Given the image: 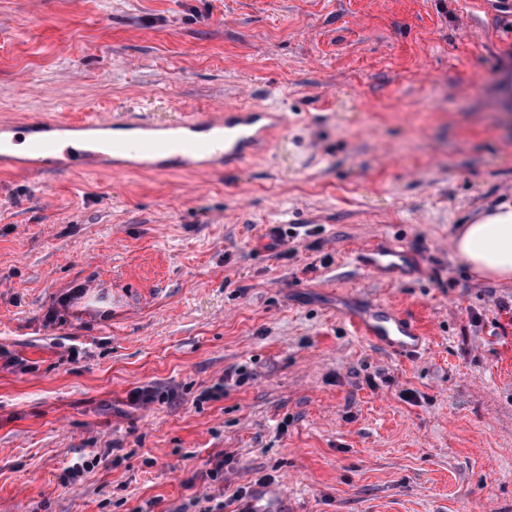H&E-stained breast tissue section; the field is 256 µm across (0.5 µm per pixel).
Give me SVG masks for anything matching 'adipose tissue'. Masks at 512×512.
Instances as JSON below:
<instances>
[{
  "instance_id": "adipose-tissue-1",
  "label": "adipose tissue",
  "mask_w": 512,
  "mask_h": 512,
  "mask_svg": "<svg viewBox=\"0 0 512 512\" xmlns=\"http://www.w3.org/2000/svg\"><path fill=\"white\" fill-rule=\"evenodd\" d=\"M455 256L480 278L512 280V205L473 224L461 225L452 240Z\"/></svg>"
}]
</instances>
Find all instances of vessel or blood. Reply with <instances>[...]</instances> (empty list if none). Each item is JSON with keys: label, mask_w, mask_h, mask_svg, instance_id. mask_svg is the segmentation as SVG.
<instances>
[{"label": "vessel or blood", "mask_w": 512, "mask_h": 512, "mask_svg": "<svg viewBox=\"0 0 512 512\" xmlns=\"http://www.w3.org/2000/svg\"><path fill=\"white\" fill-rule=\"evenodd\" d=\"M287 124L284 114L270 108L225 107L192 110L171 123L155 121L144 112H116L108 119L81 121H0L14 140H26L27 155L10 152L0 142V165L28 166L30 156L61 170L89 167L94 158L112 155L116 168L148 172L208 173L237 168L265 150ZM356 260L361 267L393 281L410 275L416 258L392 243L364 247ZM343 314L364 338L394 352L416 353L425 344L421 328L392 307H365L348 299ZM280 503L260 489L244 512H276Z\"/></svg>", "instance_id": "1"}]
</instances>
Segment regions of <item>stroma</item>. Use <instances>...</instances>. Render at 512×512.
Masks as SVG:
<instances>
[{
  "mask_svg": "<svg viewBox=\"0 0 512 512\" xmlns=\"http://www.w3.org/2000/svg\"><path fill=\"white\" fill-rule=\"evenodd\" d=\"M224 105L288 124L221 174L0 171V512H203L262 480L286 512H512V283L451 249L512 203V24L490 0H0V118ZM383 242L417 274L357 265ZM348 295L424 348L354 334Z\"/></svg>",
  "mask_w": 512,
  "mask_h": 512,
  "instance_id": "stroma-1",
  "label": "stroma"
}]
</instances>
